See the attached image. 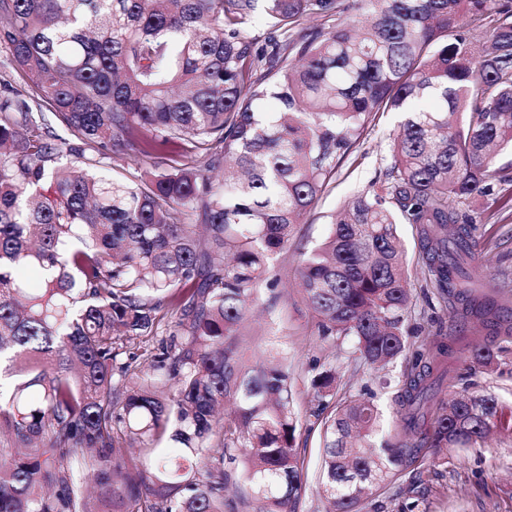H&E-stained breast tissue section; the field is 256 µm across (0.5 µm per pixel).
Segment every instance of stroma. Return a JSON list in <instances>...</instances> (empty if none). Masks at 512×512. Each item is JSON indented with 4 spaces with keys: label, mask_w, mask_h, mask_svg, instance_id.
Returning a JSON list of instances; mask_svg holds the SVG:
<instances>
[{
    "label": "stroma",
    "mask_w": 512,
    "mask_h": 512,
    "mask_svg": "<svg viewBox=\"0 0 512 512\" xmlns=\"http://www.w3.org/2000/svg\"><path fill=\"white\" fill-rule=\"evenodd\" d=\"M398 114H378L362 136L354 152L341 164L335 181L327 187L307 223L298 225L276 264L278 284L273 318L255 314L247 330L259 336L274 330L288 350L296 375L295 397L299 409L296 444L310 477L296 512H326L312 482L321 464V426L314 416L310 380L318 362H334L342 378L340 393L374 394L385 419L394 416L393 397L397 383L411 365L410 354L391 363L384 380H376L370 371L356 368L348 358L351 340L323 338L297 287L299 254L321 244L331 229V220L353 194L370 190L392 161L391 134ZM477 220V252L488 293L512 310V181L495 183L494 192L468 202ZM398 232L404 244L413 295L411 313L405 322L406 340L418 348L439 330L449 329L456 321L454 304H439L434 288L426 283V272L418 246L415 225L402 224ZM479 393H490L504 406L512 408V352L498 357L490 368L470 369L459 363L443 382L438 395L449 398L465 386ZM417 486L407 478L373 488L359 507L360 512H512V435L492 434L483 447L449 452L448 461L437 465L424 461L419 468Z\"/></svg>",
    "instance_id": "stroma-1"
}]
</instances>
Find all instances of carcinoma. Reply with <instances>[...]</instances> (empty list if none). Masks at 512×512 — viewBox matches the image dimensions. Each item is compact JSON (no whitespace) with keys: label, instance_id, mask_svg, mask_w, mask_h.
<instances>
[{"label":"carcinoma","instance_id":"1","mask_svg":"<svg viewBox=\"0 0 512 512\" xmlns=\"http://www.w3.org/2000/svg\"><path fill=\"white\" fill-rule=\"evenodd\" d=\"M256 2L0 0V49L29 79L0 77V512H224L227 461L244 463L254 512H295L293 366L270 335L272 360L250 365L240 328L385 112L403 120L380 185L301 254L319 334L373 370L405 354L397 225L415 224L429 280L488 341L425 343L386 434L373 397L336 399L322 368L319 491L358 512L424 452L512 433L491 395L436 399L457 355L489 367L512 340L463 208L512 147V0H266L262 40ZM174 139L191 150L158 158ZM126 148L149 178L100 173Z\"/></svg>","mask_w":512,"mask_h":512}]
</instances>
